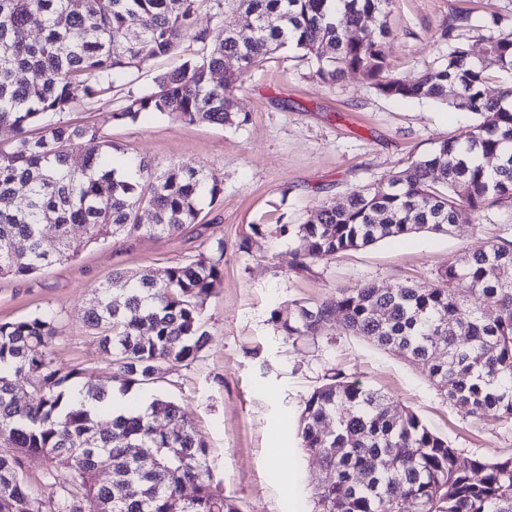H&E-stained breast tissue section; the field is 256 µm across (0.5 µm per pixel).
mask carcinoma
<instances>
[{
    "label": "carcinoma",
    "mask_w": 512,
    "mask_h": 512,
    "mask_svg": "<svg viewBox=\"0 0 512 512\" xmlns=\"http://www.w3.org/2000/svg\"><path fill=\"white\" fill-rule=\"evenodd\" d=\"M392 3L337 0L333 11L331 0H0V129L16 136L0 150V275H32L121 234L173 235L196 222L204 197L220 195L201 169L157 174L140 159L135 173L117 177L107 158L113 144L94 126L59 119L37 137L27 131L80 96L111 93L115 79L175 53L186 39L201 44V54L157 75L155 91L128 92L112 120L153 111L189 125L239 127L247 118L235 110V90L287 45L315 62L322 81L355 73L386 98L430 99L477 117L408 168L351 191L344 205L322 204L302 224L278 225L275 233L296 242L298 266L384 239L447 234L494 207L512 208V105L505 104L512 85L496 97L485 93L496 74L512 73V25L494 14L483 57L458 44L438 66L398 78L387 74V27L364 29ZM204 6L220 16L211 30L195 27ZM35 15L42 28L32 39ZM241 16L248 38L238 32ZM469 26V15H452L436 41L451 42ZM219 73L222 83L214 80ZM450 88L461 95L448 98ZM19 194L24 205L10 206ZM142 207L152 223H141ZM73 224L84 227V239L70 236ZM19 240L27 250L15 249ZM223 273L218 238L208 253L158 279L116 270L93 287L83 320L115 365L121 394L199 357L209 342L201 310ZM460 280L469 283L466 295L455 288ZM337 318L345 332L428 365L432 386L476 420L512 419V238L449 259L436 284L339 288L276 324L298 340ZM57 324L51 312L0 323V512H239L210 473L206 443L185 408L157 395L144 413L134 403L113 409V388L82 386L79 372L55 368ZM18 376L30 381L26 397L18 395ZM76 388L100 410L75 404ZM157 415L167 428L154 425ZM298 437L322 463L311 512H402L407 503L418 512H512V456H465L415 412L394 408L357 380L335 373L315 388ZM134 443L154 454L131 455ZM32 454L46 462L38 487L23 473ZM59 458L71 468L63 483L54 471ZM105 468L110 485L98 477ZM188 484L194 492L186 499Z\"/></svg>",
    "instance_id": "obj_1"
}]
</instances>
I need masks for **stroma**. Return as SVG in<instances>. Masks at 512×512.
<instances>
[{"label": "stroma", "instance_id": "1", "mask_svg": "<svg viewBox=\"0 0 512 512\" xmlns=\"http://www.w3.org/2000/svg\"><path fill=\"white\" fill-rule=\"evenodd\" d=\"M494 12L511 22L512 0H394L385 17L367 19L366 25L387 26L383 46L391 71L410 77L447 53L432 35L453 14L471 15L474 26L459 39L471 53H481ZM199 50L198 43L184 42L111 94L77 99L64 119L96 125L115 144L112 161L118 168L127 159L144 158L159 172L201 169L221 194L203 202L198 222L179 234H122L37 274L0 277V322L55 313V367L80 372L85 382L111 383L112 361L83 322L91 287L116 269L162 276L167 267L208 252L220 238L224 276L201 313L209 343L193 363L163 373L154 389L188 410L207 444L214 479L241 512H308L321 463L301 450L297 422L308 396L334 370L409 407L465 455L512 456V422L488 427L450 404L431 386L426 366L377 349L336 322L321 336L298 341L274 322L296 304L321 302L343 287L435 283L449 258L512 232V209L505 207L477 226L382 240L306 270L293 267V238L274 232L279 224L303 223L322 203H344L352 190L406 169L459 135L473 115L432 100L382 97L354 74L323 82L311 60L284 48L237 90V109L248 117L243 126L188 125L156 112L113 122L128 92L153 91L156 74ZM256 224L265 225V233H253Z\"/></svg>", "mask_w": 512, "mask_h": 512}]
</instances>
